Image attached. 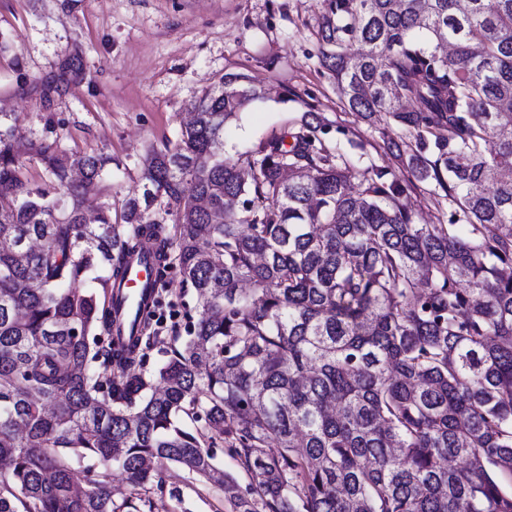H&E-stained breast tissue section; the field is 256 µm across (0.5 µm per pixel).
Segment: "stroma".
I'll return each instance as SVG.
<instances>
[{"mask_svg": "<svg viewBox=\"0 0 512 512\" xmlns=\"http://www.w3.org/2000/svg\"><path fill=\"white\" fill-rule=\"evenodd\" d=\"M321 0H0V132L18 145L58 142L62 154L109 158L97 207L141 187L147 154L174 142L195 101L227 72L261 87L224 128V154L324 125L356 171L396 168L378 128L351 112L315 57ZM419 224L448 221V202L420 184L404 199ZM189 289L172 277L156 317L186 336ZM174 494L153 512H225L221 493L171 468Z\"/></svg>", "mask_w": 512, "mask_h": 512, "instance_id": "obj_1", "label": "stroma"}]
</instances>
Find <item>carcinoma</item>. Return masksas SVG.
<instances>
[{"instance_id": "cac0c4a2", "label": "carcinoma", "mask_w": 512, "mask_h": 512, "mask_svg": "<svg viewBox=\"0 0 512 512\" xmlns=\"http://www.w3.org/2000/svg\"><path fill=\"white\" fill-rule=\"evenodd\" d=\"M315 38L351 111L417 134L382 132L406 179L353 174L319 123L224 158L258 95L231 72L92 224L107 158L74 184L32 141L34 179L0 134V512H144L167 467L229 512H512V0H322ZM417 182L448 223L414 222ZM146 253L196 320L132 375L109 300Z\"/></svg>"}]
</instances>
